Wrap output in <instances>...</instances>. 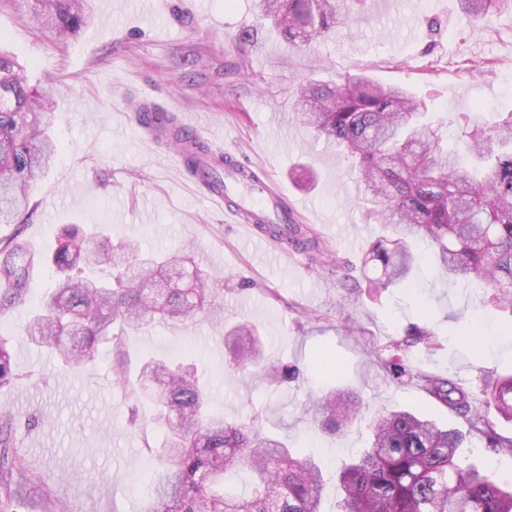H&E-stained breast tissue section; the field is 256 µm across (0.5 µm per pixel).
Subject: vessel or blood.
Segmentation results:
<instances>
[{
    "label": "vessel or blood",
    "instance_id": "obj_1",
    "mask_svg": "<svg viewBox=\"0 0 512 512\" xmlns=\"http://www.w3.org/2000/svg\"><path fill=\"white\" fill-rule=\"evenodd\" d=\"M206 198L231 223L244 225L249 240L258 246L271 241L263 225L284 228L297 221V207L269 177L230 154L224 157L222 186L208 188Z\"/></svg>",
    "mask_w": 512,
    "mask_h": 512
}]
</instances>
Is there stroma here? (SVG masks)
Instances as JSON below:
<instances>
[{
  "label": "stroma",
  "instance_id": "stroma-1",
  "mask_svg": "<svg viewBox=\"0 0 512 512\" xmlns=\"http://www.w3.org/2000/svg\"><path fill=\"white\" fill-rule=\"evenodd\" d=\"M87 7L90 22L56 42L31 25L26 8L0 0V46L48 91L57 145L53 167L31 191V223L0 224V240L19 235L36 257L25 303L0 314L14 368L0 387V421L11 420L23 467L15 495L0 493V512H54L58 501L67 512H142L160 468L151 451L163 440L140 392L148 356L196 364L213 411L319 466L324 512H336L341 498L339 461L368 447L369 421L396 408L426 411L464 431L463 464L511 485V454L487 447L466 418L415 383L394 381L379 358L409 325H425L441 346L411 349L410 365L481 391L484 376L512 373V335L503 330L512 313L490 302L485 282H446L424 259L410 286L369 287L360 267L380 227L367 217L345 155L300 122L296 92L305 77L332 83L361 69L408 88L427 112L490 121L512 112V14L468 20L460 0H345L349 23L301 52L263 18L260 0H87ZM246 29L257 33L247 48L238 42ZM146 90L156 105L178 103L206 147L265 168L299 207L300 224L312 228L327 261L301 252L283 266L225 223L170 154L143 144L134 110ZM70 224L88 232L104 226L113 243L144 252L186 249L224 289L223 326L155 325L101 343L82 373L64 369L25 336L24 325L55 286L46 258ZM243 319L255 324L269 362L298 365L306 377L276 385L258 370L227 375L222 329ZM472 332L499 341L476 348L466 341ZM119 358L129 383L115 378ZM332 387L362 403L361 420L336 433L307 413L311 399Z\"/></svg>",
  "mask_w": 512,
  "mask_h": 512
}]
</instances>
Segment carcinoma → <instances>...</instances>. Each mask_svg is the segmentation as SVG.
<instances>
[{
	"label": "carcinoma",
	"mask_w": 512,
	"mask_h": 512,
	"mask_svg": "<svg viewBox=\"0 0 512 512\" xmlns=\"http://www.w3.org/2000/svg\"><path fill=\"white\" fill-rule=\"evenodd\" d=\"M337 0H262L264 14L292 46L304 51L344 22ZM468 17L491 9L512 13V0H460ZM31 18L46 37L64 41L90 21L85 0H33ZM47 96L30 85L25 68L0 48V224H22L30 209L32 184L49 169L56 153L49 135ZM301 121L317 138L355 163L369 212L385 235L369 251L380 269L375 287L405 286L417 267V245L454 284L482 280L495 289L490 301L512 313V112L485 127L464 124L466 156L442 144L441 128L455 120L425 119V105L403 87L383 86L365 73L342 84L308 80L299 89ZM136 118L179 145L189 172L212 171L205 145L183 133L173 117L141 105ZM288 242L320 252L316 239L298 224ZM33 257L19 235L0 241V311L24 303ZM50 262L58 278L25 326L27 337L51 348L79 368L95 359L112 327L140 331L155 323L175 327L197 319H224V288L214 286L180 253L141 256L131 244L114 246L78 226L64 228ZM106 269L85 278L86 267ZM256 326L241 321L224 333L234 348L228 364L244 375L261 360ZM8 340L0 336V387L13 377ZM436 344L435 333L413 324L389 345L382 368L396 380L415 379L435 402L470 417L490 448L512 454V436L496 429L490 412L512 421V375L484 381L485 409L473 406V392L448 376L408 365L409 350ZM274 382L300 377V370L270 365ZM140 381L155 387L148 398L154 424L166 431L156 455L165 466L155 479L144 512H321L324 477L309 460L292 456L287 445L213 412L197 366L152 358ZM358 399L330 391L314 397L310 412L321 428L336 431L358 417ZM369 448L342 463L337 512H512V490L479 469L458 462L465 435L458 429L406 409L390 411L370 424ZM17 455L0 452V485L10 489ZM257 475L249 494L224 490L230 473Z\"/></svg>",
	"instance_id": "carcinoma-1"
}]
</instances>
